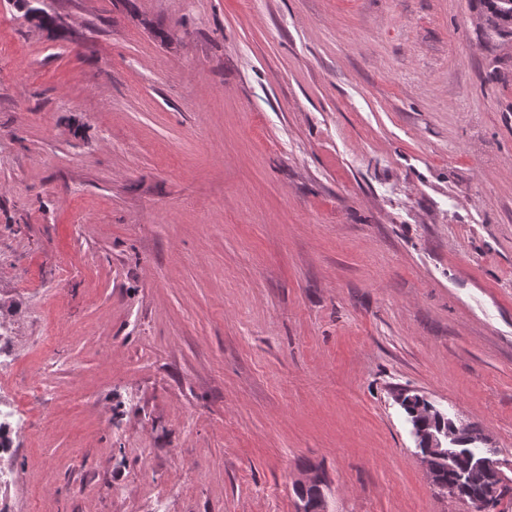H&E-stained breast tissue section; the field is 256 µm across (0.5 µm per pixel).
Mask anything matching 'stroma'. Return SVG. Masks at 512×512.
Segmentation results:
<instances>
[{
    "label": "stroma",
    "mask_w": 512,
    "mask_h": 512,
    "mask_svg": "<svg viewBox=\"0 0 512 512\" xmlns=\"http://www.w3.org/2000/svg\"><path fill=\"white\" fill-rule=\"evenodd\" d=\"M0 0V512H512V39L485 0ZM36 375L48 391L21 400ZM414 435L416 436L418 443L423 441L424 448H422L423 453L420 452L421 458L426 466V470L432 485L442 495L454 499L459 498L458 486L466 479L471 480L475 474L483 475L487 482L493 480L492 476H494L496 479H499V475H501L499 462L496 459L488 456L487 454H482L481 456L474 455L471 459V467L469 471L459 473L455 481H448L452 480L455 474L453 472L444 470L442 478L446 479L448 484H441L437 480L438 469L434 466V463L448 462V459L457 449L454 447L457 446L458 441L463 440L468 445H470L478 440H483V436L472 427L468 428L463 424L457 425L456 423L453 424V428L450 432H448V434L443 431H430L422 428L418 431L414 430ZM485 486L486 481L483 480L481 476H475L462 490L461 494L467 500L479 498L482 496V499H478L476 501V505L480 509L472 508L471 510L490 511L493 499L496 495L495 489L497 488V485H489L483 494ZM507 490L508 486L503 484L502 480L500 491L497 494L494 503L496 500L498 501Z\"/></svg>",
    "instance_id": "35a3bbf8"
}]
</instances>
